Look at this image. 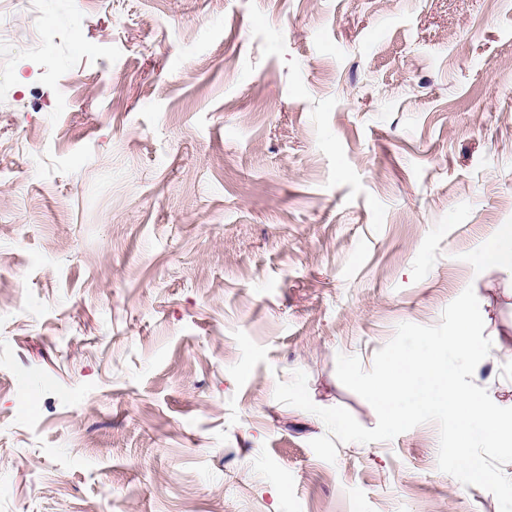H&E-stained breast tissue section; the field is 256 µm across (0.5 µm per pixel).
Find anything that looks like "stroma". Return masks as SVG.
<instances>
[{
	"instance_id": "stroma-1",
	"label": "stroma",
	"mask_w": 512,
	"mask_h": 512,
	"mask_svg": "<svg viewBox=\"0 0 512 512\" xmlns=\"http://www.w3.org/2000/svg\"><path fill=\"white\" fill-rule=\"evenodd\" d=\"M0 512H499L439 430L314 453L473 287L512 403V0H0ZM479 268H496L512 273V224L499 225L493 239L472 256Z\"/></svg>"
}]
</instances>
